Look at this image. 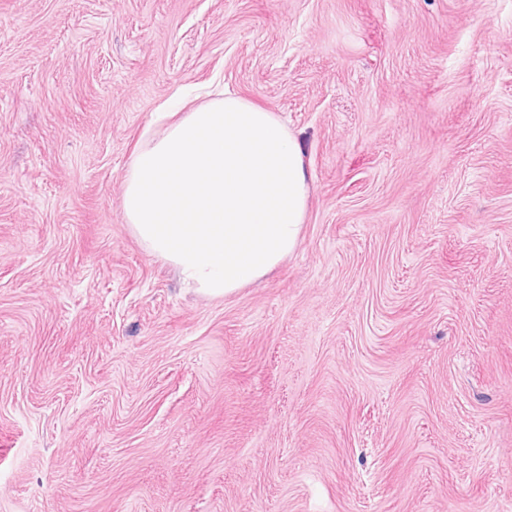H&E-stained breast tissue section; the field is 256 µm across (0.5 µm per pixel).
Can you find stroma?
<instances>
[{"mask_svg":"<svg viewBox=\"0 0 512 512\" xmlns=\"http://www.w3.org/2000/svg\"><path fill=\"white\" fill-rule=\"evenodd\" d=\"M211 83L311 178L222 299L122 208ZM0 512H512V0H0Z\"/></svg>","mask_w":512,"mask_h":512,"instance_id":"1","label":"stroma"}]
</instances>
